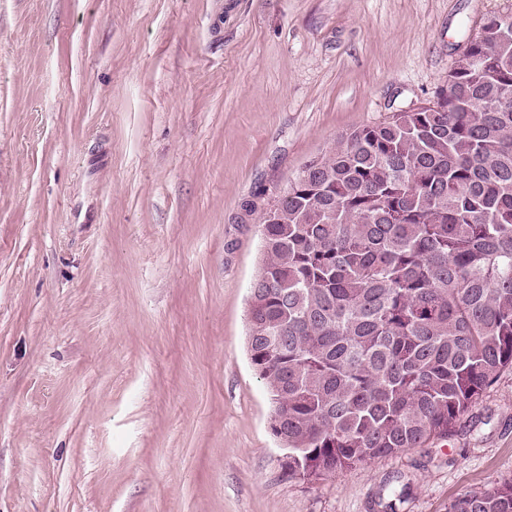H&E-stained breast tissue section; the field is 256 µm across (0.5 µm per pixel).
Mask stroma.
Listing matches in <instances>:
<instances>
[{
    "mask_svg": "<svg viewBox=\"0 0 512 512\" xmlns=\"http://www.w3.org/2000/svg\"><path fill=\"white\" fill-rule=\"evenodd\" d=\"M510 9L0 0V512H448L511 480L512 368L447 439L307 482L246 349L259 209Z\"/></svg>",
    "mask_w": 512,
    "mask_h": 512,
    "instance_id": "1",
    "label": "stroma"
}]
</instances>
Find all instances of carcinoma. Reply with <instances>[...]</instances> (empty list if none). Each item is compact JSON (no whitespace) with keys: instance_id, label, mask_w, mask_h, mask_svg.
Returning a JSON list of instances; mask_svg holds the SVG:
<instances>
[{"instance_id":"cac0c4a2","label":"carcinoma","mask_w":512,"mask_h":512,"mask_svg":"<svg viewBox=\"0 0 512 512\" xmlns=\"http://www.w3.org/2000/svg\"><path fill=\"white\" fill-rule=\"evenodd\" d=\"M487 16L432 106L339 135L262 226L247 347L288 475L448 436L512 367V41ZM448 512H512V480Z\"/></svg>"}]
</instances>
